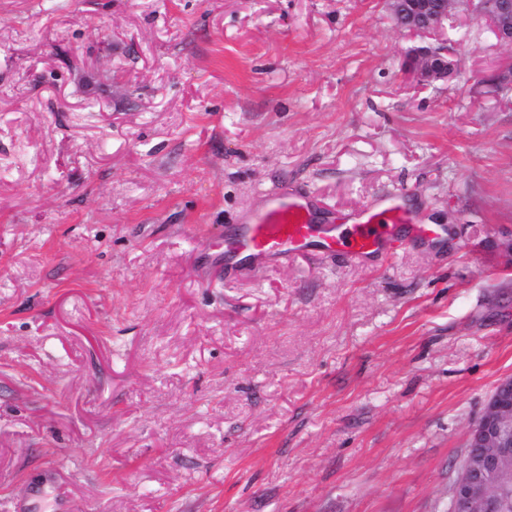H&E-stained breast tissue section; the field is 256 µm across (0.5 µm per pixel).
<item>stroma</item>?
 I'll return each instance as SVG.
<instances>
[{"label": "stroma", "instance_id": "1", "mask_svg": "<svg viewBox=\"0 0 512 512\" xmlns=\"http://www.w3.org/2000/svg\"><path fill=\"white\" fill-rule=\"evenodd\" d=\"M447 37L419 87L383 0H0V512H448L512 375V48ZM279 188L448 233L229 273Z\"/></svg>", "mask_w": 512, "mask_h": 512}]
</instances>
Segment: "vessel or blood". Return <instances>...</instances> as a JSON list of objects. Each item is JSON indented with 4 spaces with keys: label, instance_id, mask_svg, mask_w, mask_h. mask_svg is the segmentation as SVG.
Here are the masks:
<instances>
[{
    "label": "vessel or blood",
    "instance_id": "vessel-or-blood-1",
    "mask_svg": "<svg viewBox=\"0 0 512 512\" xmlns=\"http://www.w3.org/2000/svg\"><path fill=\"white\" fill-rule=\"evenodd\" d=\"M430 224L415 223L399 203L367 207L353 224L319 221L302 197L283 191L247 222L228 226L226 254L233 270L253 269L262 258L287 260L308 250L341 252L365 260L435 235Z\"/></svg>",
    "mask_w": 512,
    "mask_h": 512
}]
</instances>
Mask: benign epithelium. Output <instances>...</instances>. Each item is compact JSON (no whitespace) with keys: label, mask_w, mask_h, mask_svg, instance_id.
<instances>
[{"label":"benign epithelium","mask_w":512,"mask_h":512,"mask_svg":"<svg viewBox=\"0 0 512 512\" xmlns=\"http://www.w3.org/2000/svg\"><path fill=\"white\" fill-rule=\"evenodd\" d=\"M396 25L414 42L408 71L423 85L446 82L458 71L448 52V18L463 9L485 23L498 42L512 48V0H386ZM468 447L450 491V512H502L512 486V376L501 378L469 431Z\"/></svg>","instance_id":"1"}]
</instances>
